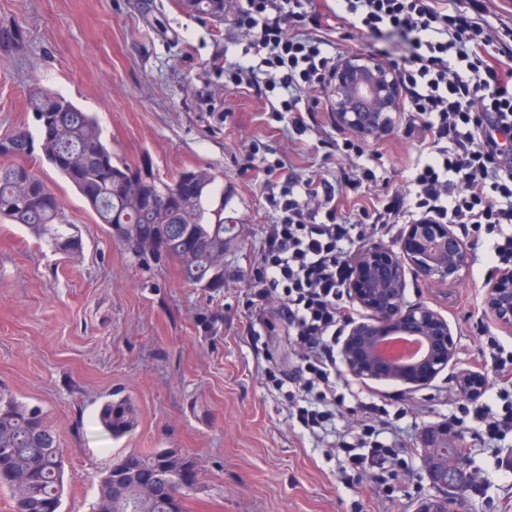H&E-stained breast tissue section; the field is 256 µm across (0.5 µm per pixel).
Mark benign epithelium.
Wrapping results in <instances>:
<instances>
[{
	"label": "benign epithelium",
	"mask_w": 512,
	"mask_h": 512,
	"mask_svg": "<svg viewBox=\"0 0 512 512\" xmlns=\"http://www.w3.org/2000/svg\"><path fill=\"white\" fill-rule=\"evenodd\" d=\"M401 101L394 67L370 54L345 58L328 77L327 103L337 126L364 139L388 129ZM472 260L473 245L452 224H411L397 245L362 251L354 260L346 293L367 316L351 326L341 345L345 370L359 379L389 378L414 388L431 382L454 360L456 342L448 322L434 309L403 305L405 265L425 280L454 281ZM484 288L485 310L496 324L512 327V268L501 270ZM392 335L421 338L427 343L426 355L413 364L380 356L377 344ZM450 470L456 484L469 482L466 461L456 457L448 459L444 469L428 470V478L446 490Z\"/></svg>",
	"instance_id": "obj_1"
}]
</instances>
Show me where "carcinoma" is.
Instances as JSON below:
<instances>
[{"label": "carcinoma", "mask_w": 512, "mask_h": 512, "mask_svg": "<svg viewBox=\"0 0 512 512\" xmlns=\"http://www.w3.org/2000/svg\"><path fill=\"white\" fill-rule=\"evenodd\" d=\"M38 137L21 129L0 138V220L19 224L56 254L72 257L83 248L81 235L67 222L53 188L22 159L40 158L80 196L106 225L113 241L141 266L174 263L183 281L195 288L224 287V189L216 177L186 169L164 181L152 165L136 168L112 154L95 115L58 91L33 86L27 97ZM194 203L184 207L177 191L184 177ZM136 180L137 190L129 182ZM98 420L114 438L138 426L127 398L111 399ZM163 469L168 487L181 495L170 503L140 480L144 470ZM197 467L174 448L131 451L116 459L100 479L91 512H188L196 489ZM0 488L13 499V512H50L65 491L64 449L55 428L38 406L0 394Z\"/></svg>", "instance_id": "1"}]
</instances>
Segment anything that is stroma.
<instances>
[{
    "label": "stroma",
    "mask_w": 512,
    "mask_h": 512,
    "mask_svg": "<svg viewBox=\"0 0 512 512\" xmlns=\"http://www.w3.org/2000/svg\"><path fill=\"white\" fill-rule=\"evenodd\" d=\"M21 29L19 45L0 42V136L33 127L25 99L34 85L65 94L95 113L113 153L133 166L151 163L162 178L202 169L224 187V285L185 283L175 265L141 268L109 237L105 225L49 166L28 165L58 187L83 251L53 254L24 229L0 223V392L40 406L65 453L67 484L59 512H91L100 477L129 451L175 448L193 459L199 487L188 512H417L438 498L424 448L429 430L448 421L466 398L463 371L487 374L480 350L488 338L512 345V332L484 311L482 285L504 269L493 240L476 241L469 269L454 282L405 276L404 301L426 304L448 321L453 365L428 386L410 390L393 380H353L387 404L397 447L416 449L400 473L394 506L373 478L340 481L328 452L337 432L366 422L353 399L336 432L303 435L283 392L267 377H288L301 351L265 304L260 339L246 330L250 282L268 224L274 221L266 184L269 161L285 156L301 179L335 181L361 167L375 171L361 202L404 190L418 154L394 115L390 131L360 140L362 154H344L349 131L326 103L274 120L263 93L224 87L215 58L236 60L251 32L226 15L223 24L181 12L175 0H0V29ZM129 397L139 415L134 432L112 438L97 424L112 392ZM449 441L469 450V470L483 494L465 492L468 512H512V478L498 463L512 452V432L492 444L471 424Z\"/></svg>",
    "instance_id": "stroma-1"
}]
</instances>
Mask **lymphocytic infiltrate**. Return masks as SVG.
<instances>
[{
  "label": "lymphocytic infiltrate",
  "mask_w": 512,
  "mask_h": 512,
  "mask_svg": "<svg viewBox=\"0 0 512 512\" xmlns=\"http://www.w3.org/2000/svg\"><path fill=\"white\" fill-rule=\"evenodd\" d=\"M311 0H243L238 26L253 31L263 55L223 63L224 86L238 92L278 91L276 113L295 112L304 94L323 87L342 58L329 20L375 39L406 38L396 67L405 91L406 125L421 132V152L410 190L374 200L358 212L340 203L372 180L371 169L337 182L296 181L285 160L267 166L276 180L275 221L266 232L251 306L277 296L278 321L302 351L291 381L302 405L298 419L309 435L327 431L336 417L342 371L336 346L354 321L344 299L352 263L364 247V224L387 234L400 224L471 225L494 238L497 258L512 256V19L491 26L484 0H336L331 15L310 10ZM313 32H304L306 19ZM490 372L500 387L492 401L463 407L481 439L496 441L512 430V349L493 344ZM369 420L338 445L356 473L389 470L410 449L386 439L393 428L387 409L359 401Z\"/></svg>",
  "instance_id": "f902f5d3"
}]
</instances>
